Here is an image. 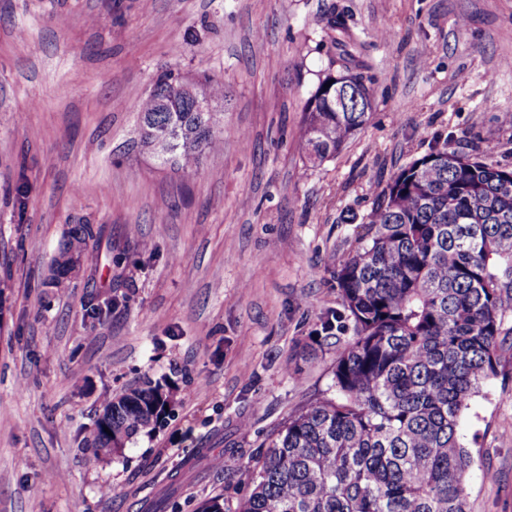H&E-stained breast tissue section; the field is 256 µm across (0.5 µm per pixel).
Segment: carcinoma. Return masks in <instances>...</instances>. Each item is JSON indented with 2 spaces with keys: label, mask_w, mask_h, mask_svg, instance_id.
I'll return each instance as SVG.
<instances>
[{
  "label": "carcinoma",
  "mask_w": 512,
  "mask_h": 512,
  "mask_svg": "<svg viewBox=\"0 0 512 512\" xmlns=\"http://www.w3.org/2000/svg\"><path fill=\"white\" fill-rule=\"evenodd\" d=\"M334 55L306 102L301 150L320 162L366 124L373 77L341 16ZM349 72L336 103L338 68ZM180 81L161 76L135 104L142 145L187 177L224 147L216 112L178 100ZM362 244L336 271L343 311L321 320L326 337L344 322L354 336L336 359L335 395L306 404L247 467L251 491L236 512H466L474 460L459 440L461 414L497 374L501 325L512 312V168L443 146L401 168L367 215ZM100 231L74 224L51 259L50 283L78 274ZM172 401L147 381L103 403L123 446L156 429ZM105 447L96 423L85 462Z\"/></svg>",
  "instance_id": "carcinoma-1"
}]
</instances>
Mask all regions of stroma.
<instances>
[{
    "instance_id": "35a3bbf8",
    "label": "stroma",
    "mask_w": 512,
    "mask_h": 512,
    "mask_svg": "<svg viewBox=\"0 0 512 512\" xmlns=\"http://www.w3.org/2000/svg\"><path fill=\"white\" fill-rule=\"evenodd\" d=\"M349 16L372 114L335 158L298 143ZM466 82H459V72ZM224 83V148L194 179L140 145L165 73ZM512 0H0V512H199L289 416L334 393L336 271L401 168L449 146L512 166ZM103 231L94 279L48 282L70 225ZM458 425L469 512H512V314ZM173 401L87 466L105 398Z\"/></svg>"
}]
</instances>
